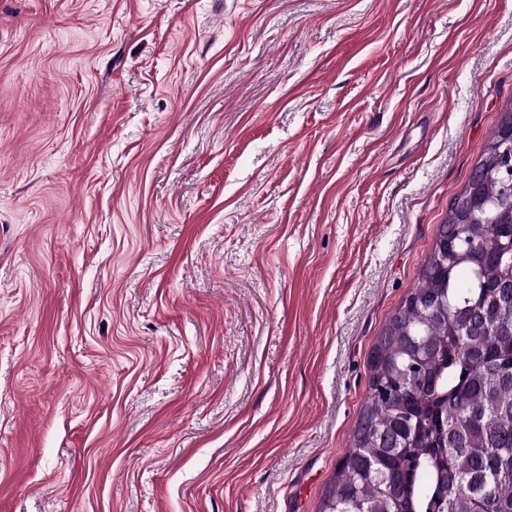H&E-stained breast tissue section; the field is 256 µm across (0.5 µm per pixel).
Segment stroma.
Segmentation results:
<instances>
[{
    "label": "stroma",
    "mask_w": 512,
    "mask_h": 512,
    "mask_svg": "<svg viewBox=\"0 0 512 512\" xmlns=\"http://www.w3.org/2000/svg\"><path fill=\"white\" fill-rule=\"evenodd\" d=\"M512 108V0H0V512H318Z\"/></svg>",
    "instance_id": "obj_1"
}]
</instances>
